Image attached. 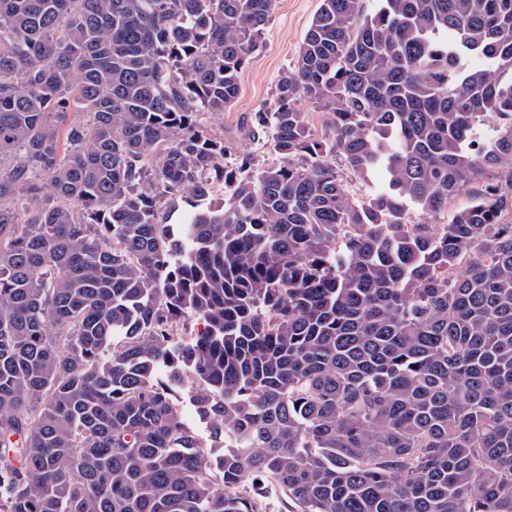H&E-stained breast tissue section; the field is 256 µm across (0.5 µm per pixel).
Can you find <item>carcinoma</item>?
<instances>
[{
	"mask_svg": "<svg viewBox=\"0 0 512 512\" xmlns=\"http://www.w3.org/2000/svg\"><path fill=\"white\" fill-rule=\"evenodd\" d=\"M275 6L0 0V512H512V0H321L227 165ZM340 168L344 169L343 172L344 177L348 182V190L350 192V196L353 197L354 200L364 199L369 194L373 193L380 185V180L375 175H370L366 178H359L346 171L343 166Z\"/></svg>",
	"mask_w": 512,
	"mask_h": 512,
	"instance_id": "cac0c4a2",
	"label": "carcinoma"
}]
</instances>
